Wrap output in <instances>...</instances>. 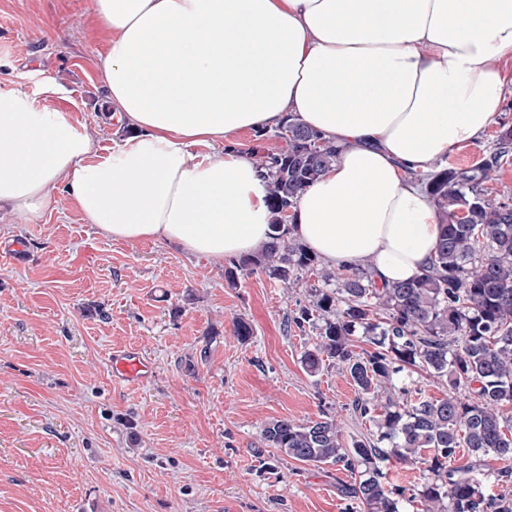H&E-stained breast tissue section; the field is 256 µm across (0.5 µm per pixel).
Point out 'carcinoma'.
Returning a JSON list of instances; mask_svg holds the SVG:
<instances>
[{
  "instance_id": "obj_1",
  "label": "carcinoma",
  "mask_w": 512,
  "mask_h": 512,
  "mask_svg": "<svg viewBox=\"0 0 512 512\" xmlns=\"http://www.w3.org/2000/svg\"><path fill=\"white\" fill-rule=\"evenodd\" d=\"M282 145L263 157L272 213L269 241L256 255L231 261L237 272L261 271L284 288H299L305 302L288 318L299 329L319 330L304 351L311 375L329 361L344 366L356 389L352 411L378 434L344 437L336 417L307 423L276 419L260 432L265 448L301 463L332 464L351 473L346 498L363 512H401L404 490L384 482L383 463L425 466L414 497L426 512H512V494L492 495L489 482L508 484L512 469L486 472L485 458L512 459V204L488 197L486 184L512 153V129L471 166L441 167L421 178L443 225L429 270L408 282L378 285L369 269L318 268L292 232L288 213L300 193L336 159V148L294 121L278 127ZM362 333L371 350L356 355ZM422 370L446 384L441 399L421 396L405 382ZM401 399L380 402L387 390ZM467 449L470 461L448 462Z\"/></svg>"
}]
</instances>
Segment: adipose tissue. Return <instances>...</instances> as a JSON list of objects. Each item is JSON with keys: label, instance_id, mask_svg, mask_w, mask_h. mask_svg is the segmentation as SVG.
I'll list each match as a JSON object with an SVG mask.
<instances>
[{"label": "adipose tissue", "instance_id": "adipose-tissue-1", "mask_svg": "<svg viewBox=\"0 0 512 512\" xmlns=\"http://www.w3.org/2000/svg\"><path fill=\"white\" fill-rule=\"evenodd\" d=\"M105 121L99 153L68 113L0 89V212L41 223L60 186L115 241L212 261L259 251L258 164L224 148L287 119L336 147L289 219L328 268L420 276L442 233L412 173L478 139L512 84V0H93Z\"/></svg>", "mask_w": 512, "mask_h": 512}]
</instances>
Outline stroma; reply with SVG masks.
I'll list each match as a JSON object with an SVG mask.
<instances>
[{"label":"stroma","instance_id":"35a3bbf8","mask_svg":"<svg viewBox=\"0 0 512 512\" xmlns=\"http://www.w3.org/2000/svg\"><path fill=\"white\" fill-rule=\"evenodd\" d=\"M92 0H0V87L40 95L85 124L99 146L105 50ZM512 128V85L491 125L446 164L472 165ZM0 512H352L350 474L261 447V429L329 413L346 434L376 433L351 410L345 369L310 375L313 329L286 321L304 289L264 273L224 279L222 265L162 241L123 242L85 223L68 195L40 224L0 213ZM253 330L233 334L235 318ZM152 366L140 386L115 378L113 352Z\"/></svg>","mask_w":512,"mask_h":512}]
</instances>
